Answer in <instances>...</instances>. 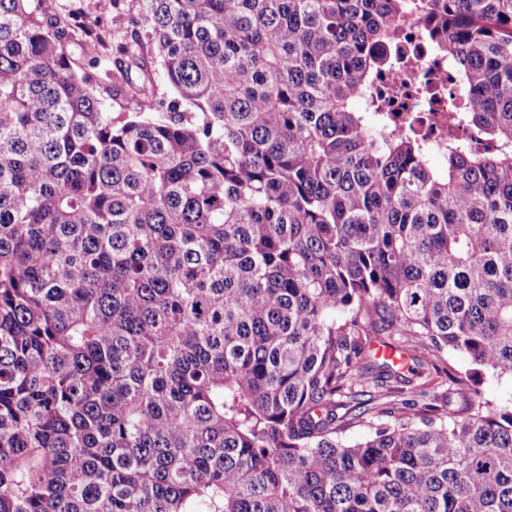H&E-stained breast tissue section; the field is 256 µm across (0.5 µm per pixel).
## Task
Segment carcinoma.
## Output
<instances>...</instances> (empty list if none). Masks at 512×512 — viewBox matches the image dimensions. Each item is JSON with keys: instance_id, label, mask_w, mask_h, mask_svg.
<instances>
[{"instance_id": "carcinoma-1", "label": "carcinoma", "mask_w": 512, "mask_h": 512, "mask_svg": "<svg viewBox=\"0 0 512 512\" xmlns=\"http://www.w3.org/2000/svg\"><path fill=\"white\" fill-rule=\"evenodd\" d=\"M28 2L0 0V512H512V403L479 388L512 376V0H142L173 98L115 117L96 43ZM408 13L465 92L441 175L373 96ZM425 347L470 361H430L454 413L355 389Z\"/></svg>"}]
</instances>
